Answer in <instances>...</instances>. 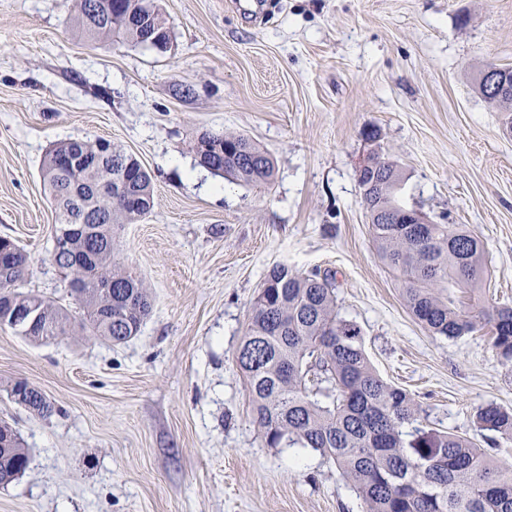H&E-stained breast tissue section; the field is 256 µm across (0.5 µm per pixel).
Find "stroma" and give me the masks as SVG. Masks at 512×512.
<instances>
[{
  "label": "stroma",
  "mask_w": 512,
  "mask_h": 512,
  "mask_svg": "<svg viewBox=\"0 0 512 512\" xmlns=\"http://www.w3.org/2000/svg\"><path fill=\"white\" fill-rule=\"evenodd\" d=\"M155 2L163 50L88 41L77 0H0V238L28 256L20 290L77 308L50 260L41 169L56 143L111 140L154 185L151 211L116 233L150 294L136 336L36 344L0 328V420L30 457L0 512H365L332 461L267 446L237 348L273 266L329 270L340 316L418 426L479 442L476 410L512 409V364L486 336L432 335L407 309L357 182L369 152L397 161L401 204L466 225L484 305H512V130L477 87L486 64L512 68V0ZM222 131L270 155L269 183L197 164V138ZM15 381L53 415L14 404Z\"/></svg>",
  "instance_id": "35a3bbf8"
}]
</instances>
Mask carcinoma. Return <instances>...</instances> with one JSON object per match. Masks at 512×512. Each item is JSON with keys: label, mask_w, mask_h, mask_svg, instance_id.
<instances>
[{"label": "carcinoma", "mask_w": 512, "mask_h": 512, "mask_svg": "<svg viewBox=\"0 0 512 512\" xmlns=\"http://www.w3.org/2000/svg\"><path fill=\"white\" fill-rule=\"evenodd\" d=\"M130 0H78L76 24L90 40L112 38L139 45L147 32L125 17ZM150 27L166 48L169 33L158 8ZM208 168L245 184L266 183L274 171L270 156L247 137L209 133ZM92 143L57 144L42 166L57 210L56 224L84 229L66 235L60 265L79 295L80 326L90 336L121 342L139 330L150 301L142 280L114 258L118 226L144 217L153 206V183L140 161L119 149L95 172L65 159L78 158ZM379 184L359 180L377 252L397 275L411 314L431 333L460 338L490 328L492 348L512 364V307L489 309L478 292L484 275L481 242L460 224H408L397 193L401 173L395 161L373 155ZM112 179L121 194L92 197L86 185ZM0 293L16 308L34 306L37 319L23 336L48 342L66 334L68 310L17 288L27 267L24 250L0 238ZM112 289H105V285ZM236 362L246 382L255 421L272 448H309L331 459L362 498L366 512H512V463L494 459L472 438L405 426L417 421L411 396L384 381L363 348L361 330L339 317L335 280L286 264L268 272L238 346ZM474 424L512 441V411L495 404L479 408ZM28 451L16 431L0 421V480L9 484L27 468Z\"/></svg>", "instance_id": "carcinoma-1"}]
</instances>
